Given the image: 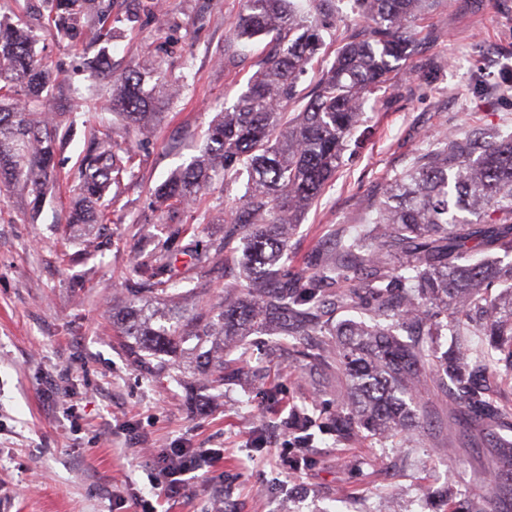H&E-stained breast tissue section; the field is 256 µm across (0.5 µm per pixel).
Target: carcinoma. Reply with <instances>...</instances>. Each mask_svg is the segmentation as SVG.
I'll use <instances>...</instances> for the list:
<instances>
[{
	"mask_svg": "<svg viewBox=\"0 0 512 512\" xmlns=\"http://www.w3.org/2000/svg\"><path fill=\"white\" fill-rule=\"evenodd\" d=\"M57 38L80 39L83 22L103 24L106 0H44ZM426 0H353L361 21L322 72L299 112L288 111L296 83L323 45L327 20L309 19L295 0H245L238 39L274 34L265 67L239 101L217 113L203 154L177 170L155 192L169 205L194 202L215 180L229 186L247 175L242 203L226 220L224 238L194 251L189 278L209 271L231 240L244 242L247 287L224 298L217 313L166 317L152 308L173 279L170 258L187 229L138 257L122 283L128 313L122 335L134 339L147 369L171 373L190 348L192 367L221 387L232 369L217 342L274 324L289 339L288 355L336 373L341 398L331 419L339 441L359 433L409 437L425 428L417 393L425 365L436 360L443 391L471 414L483 438L498 448L500 490L512 494V441L486 423L498 409L490 400L493 369L512 370V133L498 128L478 137L445 135L416 166L395 177L363 232L333 233V249L305 278L289 276L288 231L336 174L364 104L382 87L392 62L406 56L411 23ZM153 68L140 65L113 79L106 110L125 126L148 131L162 99L146 88ZM49 73L35 59L27 32L0 19V98L20 86L21 104L0 105V190L29 200L31 215L45 202L59 132L45 112ZM132 155L112 136L88 140L78 168L79 204L69 223L93 224L103 199L131 171ZM400 263L405 276L394 273ZM356 279L353 285L343 283ZM500 288L497 294L491 288ZM339 311L363 319L336 320ZM451 335L444 351L434 338ZM487 345L473 354L469 338ZM290 419L301 448L314 444V416L303 408ZM437 512H485L476 502L443 499Z\"/></svg>",
	"mask_w": 512,
	"mask_h": 512,
	"instance_id": "obj_1",
	"label": "carcinoma"
}]
</instances>
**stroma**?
I'll return each mask as SVG.
<instances>
[{"label":"stroma","mask_w":512,"mask_h":512,"mask_svg":"<svg viewBox=\"0 0 512 512\" xmlns=\"http://www.w3.org/2000/svg\"><path fill=\"white\" fill-rule=\"evenodd\" d=\"M244 0H112L107 25L59 41L42 0H0V14L24 19L32 48L52 75L47 109L66 113L75 134L56 155V183L40 215L19 194L0 196V512H432L451 489L483 496L487 512H512L492 492L495 450L469 435V417L450 410L438 383L423 392L426 427L413 442L317 434L313 458L294 463L286 419L292 407L326 418L336 410L335 375L292 362L281 336H249L236 376L221 388L195 370L156 378L120 334L121 284L140 252L187 226L184 245L222 239L242 184L213 182L194 202L170 208L153 191L208 142L216 112L232 107L258 73L270 37L237 41ZM318 63L297 83L300 111L324 65L359 32L353 0H335ZM107 47L111 69L86 65ZM159 62L185 88L157 126L134 133L132 172L97 224L73 226L75 173L114 76ZM497 127L512 132V0H430L414 44L374 94L343 164L304 213L288 242L301 277L333 231L367 223L390 180L414 166L442 134ZM239 243L209 275L175 276L173 305L218 307L239 284ZM167 448L223 449L185 492L152 486L153 455Z\"/></svg>","instance_id":"obj_1"}]
</instances>
